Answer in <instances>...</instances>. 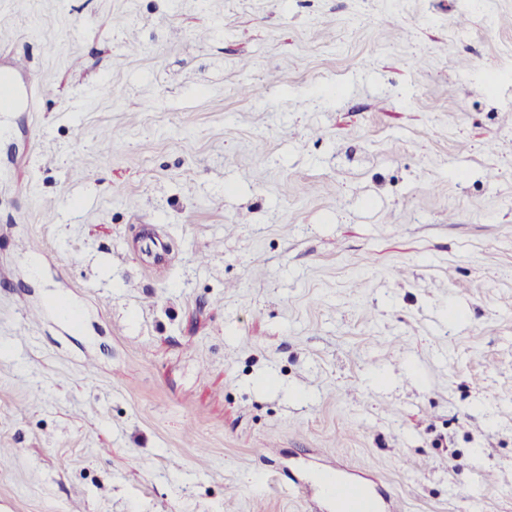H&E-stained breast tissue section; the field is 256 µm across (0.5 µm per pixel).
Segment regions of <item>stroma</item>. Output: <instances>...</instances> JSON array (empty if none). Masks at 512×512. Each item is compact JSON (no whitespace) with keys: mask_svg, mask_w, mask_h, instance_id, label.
<instances>
[{"mask_svg":"<svg viewBox=\"0 0 512 512\" xmlns=\"http://www.w3.org/2000/svg\"><path fill=\"white\" fill-rule=\"evenodd\" d=\"M5 72L0 512H512V0H0ZM322 492L340 505L342 512H378L366 486L341 479L324 470L319 475Z\"/></svg>","mask_w":512,"mask_h":512,"instance_id":"stroma-1","label":"stroma"}]
</instances>
